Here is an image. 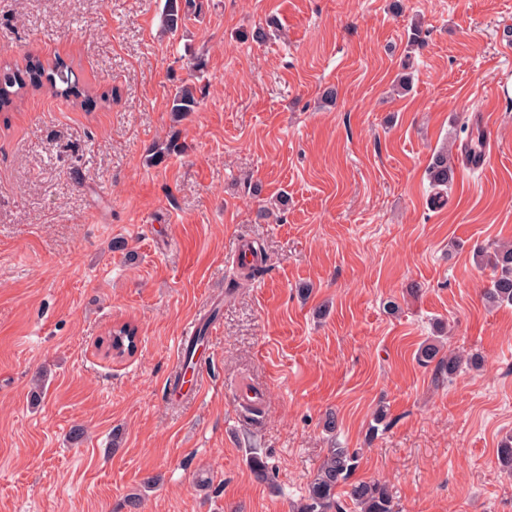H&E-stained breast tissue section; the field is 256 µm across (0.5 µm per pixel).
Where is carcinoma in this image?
Listing matches in <instances>:
<instances>
[{"label":"carcinoma","mask_w":512,"mask_h":512,"mask_svg":"<svg viewBox=\"0 0 512 512\" xmlns=\"http://www.w3.org/2000/svg\"><path fill=\"white\" fill-rule=\"evenodd\" d=\"M202 7V0H165L161 11L162 32L168 34L177 31L189 16H200ZM46 87L51 88L56 96L69 99L88 110L96 106L105 107L112 100L111 92H99L80 84L72 66L63 59L43 61L38 56L30 55L21 65H6L0 69V111L13 108L26 94ZM198 105L196 87L182 84L171 95L170 112L179 122L196 111ZM455 170L449 153L445 150L437 152L428 167L432 186L441 191L448 190L455 180ZM489 262L494 270V278L485 292V300L491 307L512 304V245L504 244L495 248ZM208 324L209 321H204L195 335L189 337L184 349V363H189L198 346L203 344ZM129 329L130 326L123 325L109 334V347L119 355L135 351L136 343L129 342L126 337ZM439 353L436 344L426 343L419 347L417 358L425 365L436 363L439 373L450 377L461 372L465 365L478 368L482 363L477 353L466 358L451 353L441 357ZM497 460L502 470L512 474V436L501 441ZM248 465L257 480L268 479L269 466L262 456L251 454ZM357 467V452L336 446L328 449L307 485L297 512H345L348 500L352 502L354 512H392V495L388 487L379 481L352 480Z\"/></svg>","instance_id":"1"}]
</instances>
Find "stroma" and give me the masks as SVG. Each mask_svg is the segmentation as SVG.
<instances>
[{
	"mask_svg": "<svg viewBox=\"0 0 512 512\" xmlns=\"http://www.w3.org/2000/svg\"><path fill=\"white\" fill-rule=\"evenodd\" d=\"M392 2L204 0L203 22L164 35V0H0L1 66L58 56L112 93L0 112V512H130L131 494L137 512H292L336 445L394 512H512V305L485 303L476 254L512 242V100L491 94L512 0ZM190 80L201 103L174 121ZM485 108L495 151L435 205L434 150L460 149ZM250 242L265 260L229 292ZM206 317L201 393L173 398L181 338ZM126 323L135 354L106 355ZM431 340L482 368L440 377L416 358ZM244 383L261 415L238 405Z\"/></svg>",
	"mask_w": 512,
	"mask_h": 512,
	"instance_id": "1",
	"label": "stroma"
}]
</instances>
